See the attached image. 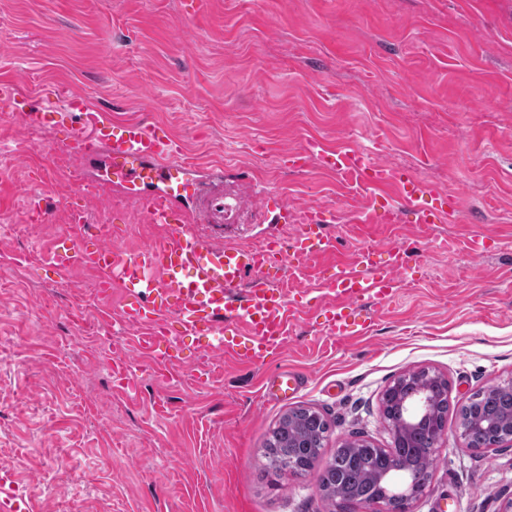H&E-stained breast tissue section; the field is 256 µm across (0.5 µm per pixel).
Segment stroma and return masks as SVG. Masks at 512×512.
<instances>
[{
	"mask_svg": "<svg viewBox=\"0 0 512 512\" xmlns=\"http://www.w3.org/2000/svg\"><path fill=\"white\" fill-rule=\"evenodd\" d=\"M1 81L36 109L78 90L115 117L165 125L246 206L259 181L292 205L323 204L340 261L398 239L418 249L368 335L339 341L310 319L266 365L220 363L207 387L164 380L141 369L121 298L96 295L92 271L12 263L51 252L80 205L131 249L156 229L127 195L83 192L96 172L64 134L0 113V460L25 512H330L317 471L273 486L258 474L289 409L324 415L328 456L356 437L389 447L380 395L408 371L441 372L454 410L512 380V0H0ZM312 138L373 150L454 195L457 222L359 223L369 190L285 161ZM36 191L51 217L31 225ZM192 230L248 245L294 227L248 216ZM116 340L137 366L132 394L100 365ZM285 370L304 386L268 396ZM458 427L453 412L414 512H500L512 498V446L467 448Z\"/></svg>",
	"mask_w": 512,
	"mask_h": 512,
	"instance_id": "stroma-1",
	"label": "stroma"
}]
</instances>
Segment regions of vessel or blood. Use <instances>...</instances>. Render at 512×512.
<instances>
[{
	"mask_svg": "<svg viewBox=\"0 0 512 512\" xmlns=\"http://www.w3.org/2000/svg\"><path fill=\"white\" fill-rule=\"evenodd\" d=\"M27 100V93L14 83L0 84V112L18 113L26 124L49 130L69 123L74 153L83 159L105 156L113 187L137 198L147 223L161 231L155 241L134 251L103 241L78 244L66 236L51 252L46 268L60 275L81 264L96 272L99 285L120 289L121 326L133 332L139 353L168 379L187 371L178 350L186 336L206 335L204 356L216 353L249 366L265 363L287 346L292 329L308 312L302 296L279 283L334 253V243L323 232L326 208H296L285 196L264 189L259 193L261 210L276 223L294 225L289 240L270 236L258 248L217 243L188 232V225L235 216L238 202L218 189L199 197L167 127L114 118L78 91L66 95L63 112H34L27 109ZM304 152L318 167L347 173L359 186L377 190L365 221L397 224L406 211L418 224L456 219L455 198L419 183L409 172L383 165L361 148L333 149L310 139ZM389 187L395 196L386 195ZM406 253L402 240L384 257L366 245L353 266L322 279L330 296L323 323L326 335H346L352 314L367 300L384 303L395 298L406 275ZM19 508L13 468L0 464V512Z\"/></svg>",
	"mask_w": 512,
	"mask_h": 512,
	"instance_id": "vessel-or-blood-1",
	"label": "vessel or blood"
}]
</instances>
